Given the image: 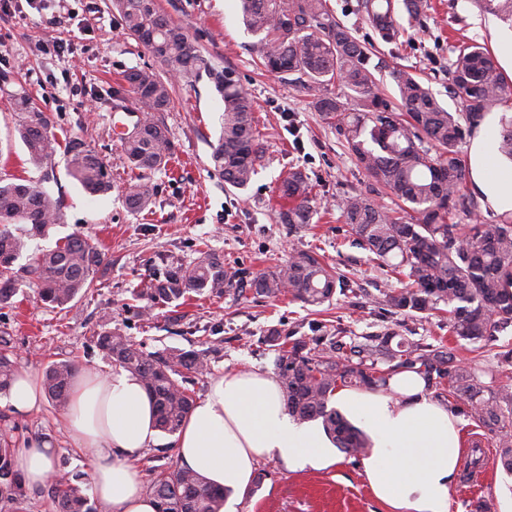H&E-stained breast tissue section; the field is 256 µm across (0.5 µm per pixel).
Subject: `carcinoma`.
Returning a JSON list of instances; mask_svg holds the SVG:
<instances>
[{"label": "carcinoma", "instance_id": "cac0c4a2", "mask_svg": "<svg viewBox=\"0 0 512 512\" xmlns=\"http://www.w3.org/2000/svg\"><path fill=\"white\" fill-rule=\"evenodd\" d=\"M479 9L512 25V0H475ZM242 22L258 37L255 50L260 65L270 73L300 72L309 89L334 83L344 96L314 95L313 107L336 130L368 178L397 201L398 213L351 194L343 204L344 223L364 249L396 275L398 286L382 293V305L418 314L448 307V333L459 340L488 344L512 325V212L492 223H460V214L472 213L474 203L464 193L466 166L459 144L484 115L512 108L508 84L490 51L478 44L458 50L451 64L452 92L461 111H448L410 70L394 66L389 76L400 107L379 92L371 51L354 32L336 20L328 0H241ZM111 8L131 37L156 59L158 68L134 69L124 76L127 92L141 108L143 132L122 138V149L133 168L144 174L167 167L174 146L164 122L154 116L173 103L168 75L187 77L197 70L200 57L187 32L161 14L155 0H111ZM428 0H403L407 24L423 26ZM357 10L385 40L398 34L393 0H358ZM223 102L221 130L211 146L214 171L224 183L246 188L257 174L263 147L254 119V101L232 72L215 78ZM18 113L17 132L28 162L40 166L56 155L59 141L51 119L36 108L25 91L12 94ZM501 155L512 159V116L501 118L498 136ZM69 175L87 192L112 190L105 162L77 139L65 147ZM279 219L297 226L311 220L315 195L308 177L288 171L281 189ZM151 193L142 184L126 197L134 212L149 208ZM61 220V204L41 186L0 178V258L18 261L26 238L43 236ZM105 254L93 241L72 234L55 248L31 258L25 265L0 268V307L11 304L18 289L37 283L38 299L63 308L78 293L95 286ZM235 273L218 258L201 256L189 266L164 264L148 296L154 305L186 300L193 295L218 294ZM259 296L279 300L288 296L308 306L330 302L346 283L328 264L308 251H299L275 269L250 281ZM265 342L276 348L275 372L288 414L300 423L321 421L331 441L350 456L365 453L363 433L331 406L343 388L391 389L398 374L412 372L427 390L467 415L496 439L498 461L512 474V388L495 389L481 380L482 371L463 366L452 350L394 332H382L346 343L339 334L281 336L273 330ZM96 346L118 366L137 375L156 406L159 431L179 430L194 406L193 396L175 390L177 377L198 372L207 353L165 348L144 350L119 327H105ZM16 359L0 348V393L9 390ZM77 366L70 361L50 364L44 389L58 406L67 404ZM14 446L0 442V502L17 505L25 497L22 481L12 466ZM88 485L68 480L52 484L47 494L54 512H100L90 501ZM150 491L158 512H215L225 497L207 486L191 470L162 473Z\"/></svg>", "mask_w": 512, "mask_h": 512}]
</instances>
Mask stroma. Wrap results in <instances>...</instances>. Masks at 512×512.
Returning <instances> with one entry per match:
<instances>
[{
	"label": "stroma",
	"mask_w": 512,
	"mask_h": 512,
	"mask_svg": "<svg viewBox=\"0 0 512 512\" xmlns=\"http://www.w3.org/2000/svg\"><path fill=\"white\" fill-rule=\"evenodd\" d=\"M109 0H16L11 15L0 16V177L30 179L62 202L63 219L48 233L28 241V255L53 248L72 233L91 237L103 250L106 264L97 286L78 295L63 310L37 302L23 287L13 305L0 307V343L20 357L19 368L43 373L59 361L78 368L108 372L113 363L95 347L105 324L124 329L147 350L214 348L205 373L184 384L202 399L211 382L238 370L274 373L277 353L262 342L269 329L292 336H319L342 329L368 336L389 329L429 343L450 341L448 314L438 310L426 318L404 311L386 313L380 302L385 288L395 285L389 268L372 260L356 244L343 222L345 197L353 192L392 207L386 191L372 186L335 130L312 106L300 73L277 76L256 66L255 35L239 16V0H157L173 21L183 26L202 60L198 76L174 83V104L164 112L175 146L168 169L141 175L127 162L119 134L131 125L138 106L128 95L123 76L135 68L154 66L152 55L122 28ZM424 28L401 25L396 39L377 35L357 10L358 0H330L336 17L373 47L386 67L376 79L383 95L398 94L387 69L400 65L419 75L449 111H458L449 92L450 68L457 49L480 43L496 48L498 34L511 27L478 11L470 0H430ZM60 43L63 53L45 54L43 44ZM233 71L255 102V121L264 145L258 173L243 190L226 184L213 169L210 142L221 128L222 101L214 73ZM25 90L52 116L61 138L82 140L108 165L112 190L92 195L68 174L63 154L35 168L20 141L11 92ZM301 169L321 200L311 224L292 229L278 216L281 183L289 169ZM152 193L149 210L136 213L125 205V194L138 183ZM214 253L236 271L221 294L193 296L177 307L155 309L152 316L129 312L133 288H147L162 261L185 265L203 251ZM315 251L335 266L351 292L336 295L315 308L290 300L279 302L253 294L250 280L295 252ZM462 363L483 369V382L512 384V366L500 364L512 350V326L495 342L482 347L453 342ZM61 409L46 401L26 416L13 413L7 394L0 393V438L20 444L31 437L50 441L69 475L91 473V453L76 449L60 423ZM463 450L473 442L485 448L480 479L461 467L449 486V512H477L490 499L496 512H512V475L496 463L494 441L487 430L466 417L457 422ZM255 494L236 504V512H386L370 490L361 459L338 453L324 470L291 471L274 456L258 466Z\"/></svg>",
	"instance_id": "1"
}]
</instances>
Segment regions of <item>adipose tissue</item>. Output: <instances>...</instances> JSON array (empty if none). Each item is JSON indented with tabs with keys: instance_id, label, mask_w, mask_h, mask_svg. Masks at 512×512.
<instances>
[{
	"instance_id": "ef3b65f1",
	"label": "adipose tissue",
	"mask_w": 512,
	"mask_h": 512,
	"mask_svg": "<svg viewBox=\"0 0 512 512\" xmlns=\"http://www.w3.org/2000/svg\"><path fill=\"white\" fill-rule=\"evenodd\" d=\"M487 117L473 133L469 174L493 209L512 210V160L497 150ZM395 395L339 389L336 401L374 439L363 470L388 512H449L448 485L459 470L457 420L444 405L425 396L415 374L396 375ZM45 396L38 375L20 370L10 392L15 413L39 410ZM61 421L71 442L93 456V495L111 512H157L136 466L157 446L155 408L141 381L118 368L80 371L73 379ZM173 446L182 468L228 493L226 512L248 492L254 471L266 457L288 468L324 469L336 456L323 429L289 417L275 378L260 371L234 372L213 380L176 433ZM56 450L32 438L16 449L15 470L26 489L44 486L53 473Z\"/></svg>"
}]
</instances>
